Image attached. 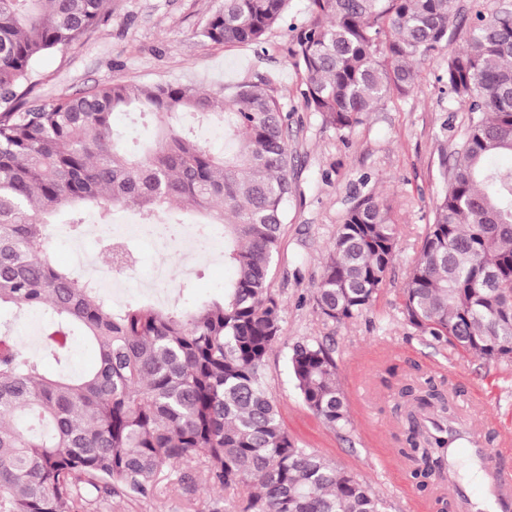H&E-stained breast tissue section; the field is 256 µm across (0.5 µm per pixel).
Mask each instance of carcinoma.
Instances as JSON below:
<instances>
[{"mask_svg": "<svg viewBox=\"0 0 512 512\" xmlns=\"http://www.w3.org/2000/svg\"><path fill=\"white\" fill-rule=\"evenodd\" d=\"M108 0H0V512H91L114 497H147L165 469L181 485L252 484L241 512H384L364 479L298 447L282 427L263 374L282 335L270 291L293 193L288 113L270 80L205 93L127 83L51 103L29 99L34 65L77 42L106 17ZM290 0H223L202 36L262 45ZM292 57L305 105L349 130L388 93L413 88L412 64L448 45L450 22L472 27L438 77L468 105L464 138L440 147L443 189L406 277L403 314L433 340L487 363L512 361V5L479 0H309ZM117 113L153 125L144 146L115 129ZM224 124V153L201 139ZM194 205L224 230L235 277L222 299L193 311L149 302L112 305L96 280L55 265L48 241L61 213L79 233L87 215L110 225L118 210L142 224H179L173 204ZM398 254L382 199L356 198L336 229L313 291L317 312L344 324L370 309ZM46 310L36 352L14 335L20 316ZM97 352L71 368L72 343ZM304 405L338 430L350 424L336 361L319 341L292 347ZM436 415L408 416L403 455L413 476L448 469V401L416 397Z\"/></svg>", "mask_w": 512, "mask_h": 512, "instance_id": "obj_1", "label": "carcinoma"}]
</instances>
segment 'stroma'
Listing matches in <instances>:
<instances>
[{"mask_svg": "<svg viewBox=\"0 0 512 512\" xmlns=\"http://www.w3.org/2000/svg\"><path fill=\"white\" fill-rule=\"evenodd\" d=\"M222 0H108L101 25L65 51L36 64L33 95L50 102L116 82H177L211 92L219 86L272 78V92L290 115L295 191L288 224L271 275L283 303L282 336L266 361L265 384L281 422L299 447L366 480L386 512H441L419 488L404 460L408 405L402 386L424 379L446 381L460 424L481 427L493 447L512 443V362L487 363L461 348L434 341L402 314L401 288L442 189L439 150L456 143L467 107L442 94L437 81L449 51L465 48L469 33L450 36L448 51L415 64V85L405 97L388 94L352 129L325 125L304 106L305 75L291 56V27L308 23L309 0H290L288 21L262 46L224 47L201 35ZM376 193L396 226L399 255L372 307L346 324L324 320L313 291L336 228L356 194ZM234 270L223 256L197 258L190 275L174 272L167 284L182 309L222 295ZM317 340L331 351L352 424L331 428L302 402L288 356L299 340ZM248 489L221 490L196 479L191 490L165 480L147 498H115L98 512H238Z\"/></svg>", "mask_w": 512, "mask_h": 512, "instance_id": "35a3bbf8", "label": "stroma"}]
</instances>
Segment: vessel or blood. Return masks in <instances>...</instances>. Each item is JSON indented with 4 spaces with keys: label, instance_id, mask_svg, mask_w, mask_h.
Wrapping results in <instances>:
<instances>
[{
    "label": "vessel or blood",
    "instance_id": "b4317fda",
    "mask_svg": "<svg viewBox=\"0 0 512 512\" xmlns=\"http://www.w3.org/2000/svg\"><path fill=\"white\" fill-rule=\"evenodd\" d=\"M451 451L475 458L482 463L481 482L478 488H459L455 479L436 478L433 491L437 496L454 493L462 500L468 512H512V473L493 464V448L486 446L472 430L449 428Z\"/></svg>",
    "mask_w": 512,
    "mask_h": 512
}]
</instances>
